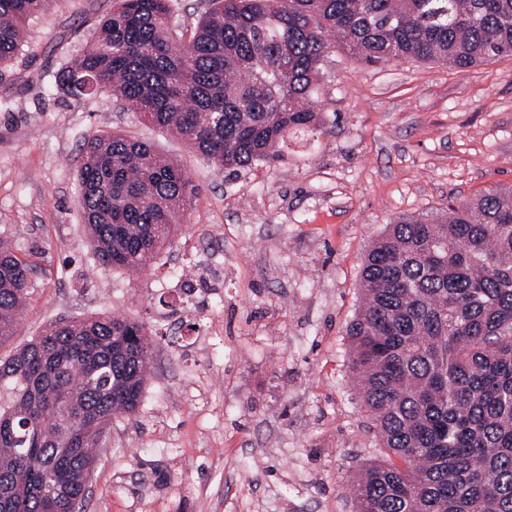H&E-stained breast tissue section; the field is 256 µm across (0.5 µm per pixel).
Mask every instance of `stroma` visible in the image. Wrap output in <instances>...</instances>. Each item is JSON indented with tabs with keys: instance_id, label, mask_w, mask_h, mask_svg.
<instances>
[{
	"instance_id": "1",
	"label": "stroma",
	"mask_w": 512,
	"mask_h": 512,
	"mask_svg": "<svg viewBox=\"0 0 512 512\" xmlns=\"http://www.w3.org/2000/svg\"><path fill=\"white\" fill-rule=\"evenodd\" d=\"M113 5L51 0L0 67V238L32 266L0 359L61 319L146 327L151 373L112 421L84 512H353L348 483L380 458L346 334L367 250L396 216L512 185V56L459 71L332 50L325 132L229 179L114 99L54 84ZM111 131L153 142L197 188L139 272L98 264L79 206L84 140Z\"/></svg>"
}]
</instances>
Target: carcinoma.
I'll return each mask as SVG.
<instances>
[{
  "mask_svg": "<svg viewBox=\"0 0 512 512\" xmlns=\"http://www.w3.org/2000/svg\"><path fill=\"white\" fill-rule=\"evenodd\" d=\"M46 2L0 0V66ZM211 4L185 41L171 0H117L54 83L121 99L236 178L280 161L289 134L323 131L312 98L336 45L365 65L459 70L512 56V0ZM76 176L99 264L133 272L158 258L195 195L179 163L116 131L85 139ZM29 275L0 240V340ZM361 290L350 368L390 460L353 478L355 512H512V188L393 220ZM151 358L142 323L101 315L51 323L0 360V512H68L112 417L138 407ZM48 470L61 493L47 506Z\"/></svg>",
  "mask_w": 512,
  "mask_h": 512,
  "instance_id": "1",
  "label": "carcinoma"
}]
</instances>
